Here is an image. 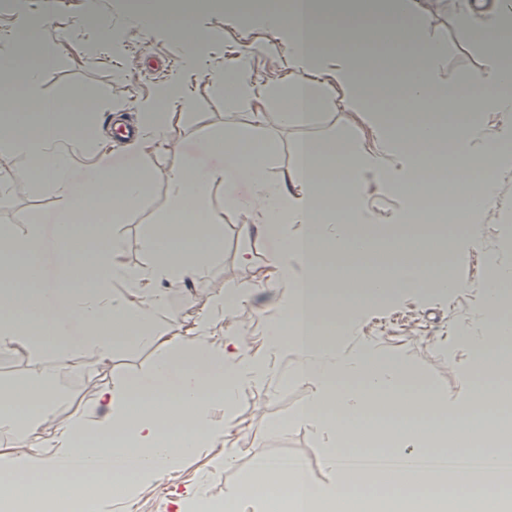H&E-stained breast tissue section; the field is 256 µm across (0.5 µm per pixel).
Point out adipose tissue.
<instances>
[{
  "label": "adipose tissue",
  "instance_id": "adipose-tissue-1",
  "mask_svg": "<svg viewBox=\"0 0 512 512\" xmlns=\"http://www.w3.org/2000/svg\"><path fill=\"white\" fill-rule=\"evenodd\" d=\"M465 9L475 19L472 34L487 66L449 84L441 77L446 44L415 39L425 24L416 0H288L283 9L272 0H235L240 19L287 45L290 76L275 87H257L250 60L258 46L248 44L224 65L219 88L226 103L273 106L283 123L305 125L324 103L327 74L342 92L343 108L368 117L374 142L355 148L342 137L298 141L297 181L289 187L267 177L269 148L251 133L235 129L208 141V148L223 152V165L202 176L184 157L168 171L171 209L150 233L151 261L139 267L122 260L116 228L146 192L139 157L167 147L192 98L182 81L161 87L128 139L135 162L112 167L95 127L39 97L41 72L57 56L53 42L40 40L38 59L24 76L26 94L12 97L0 115V140L62 203L54 218L58 260L54 279L43 280L40 231L0 233V259L22 261L16 277L0 282V349L26 341L40 363L35 375L0 390V433L23 438L51 410L53 380L74 351L102 362L134 340L156 357L146 372L100 393L105 418L75 415L46 444L0 453L1 506L11 512H26L34 501L51 506L52 490L64 487L70 474L119 484L133 495L139 484L222 442L235 421L240 389H263L272 377L271 366L251 351L245 336L211 342L225 313L244 301L241 286H225L185 335L165 336L156 327L167 290L200 282L223 247L222 238L203 234L199 224L221 218L219 195L232 172L252 186L251 225L278 241L267 258L265 285L282 291L280 317L268 322L267 343L272 350L292 349L293 377L315 384V397L297 419L327 437L322 464L335 479L316 484L302 463L290 467L262 459L229 488L223 512H240L246 501L253 512H331L337 495L360 484L359 472L345 463L349 449L359 455L379 446L407 457L460 449L499 456L498 436L512 429V414L498 404L495 370L512 356V319L497 317L495 303L501 285L512 281L511 267L488 261L472 323L455 338L470 356L460 400L446 401L417 369L376 347H346L360 318L379 300L420 289L450 297L463 289L442 245L476 246L479 227L499 201V179L512 172V67L502 61L512 52V0H467ZM328 18L333 26L323 27ZM331 42L337 52L328 51ZM390 83L402 85L405 105L417 120L399 121L380 107L373 90ZM433 112L464 121L450 127L430 120ZM444 137L453 149L439 163L430 147ZM88 148L94 160L85 169L86 182L116 187L112 202L101 209L73 190L75 157ZM421 171L429 175L422 185L416 182ZM448 171L471 220L434 234L415 223L413 206ZM372 185L403 203L381 223L367 205ZM293 224L299 232H290ZM72 319L79 331L64 335L62 325ZM185 421L190 431L182 430ZM430 481L417 469L384 474L380 491L364 496L363 512H480L473 497L451 508L415 496Z\"/></svg>",
  "mask_w": 512,
  "mask_h": 512
}]
</instances>
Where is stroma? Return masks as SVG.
<instances>
[{
	"instance_id": "obj_1",
	"label": "stroma",
	"mask_w": 512,
	"mask_h": 512,
	"mask_svg": "<svg viewBox=\"0 0 512 512\" xmlns=\"http://www.w3.org/2000/svg\"><path fill=\"white\" fill-rule=\"evenodd\" d=\"M23 13L43 17L47 22L43 35L57 45L58 60L43 71L40 96L58 101L65 112H82L86 122L98 127L115 115L138 122L140 103L151 97L155 88L180 65L185 52L184 36L191 35L208 44L207 64L192 81L191 115L180 123L169 149L146 155L141 161L148 177L146 194L139 205L126 213L119 228L126 264L139 266L151 259L147 240L153 225L170 208L166 193L169 169L184 154L193 158L202 174L220 164L221 155L202 151L201 145L226 130L244 129L259 141L269 143L267 174L285 182L294 178L292 148L300 139L348 137L366 145L371 142L370 129L343 109L341 95L330 79L324 85L325 104L307 126L281 125L272 107L266 110L261 122L256 121L249 103L227 107L217 81L224 74V59L231 51L243 49L250 41L268 43L266 52L253 57L251 76L258 86L270 87L288 77V50L262 28L226 17L223 9L172 15L167 17L163 29L150 31L141 26L124 0H28L22 10L0 0V39L12 33L17 17ZM117 33L125 39V47L118 53L112 50V39ZM418 36L446 42V80H453L464 71H481L486 64L485 54L458 8L429 9L428 23ZM25 166L22 158L0 142V184L8 189L7 197L0 199V230L40 227L44 239L40 263L44 278L49 280L56 266L50 218L58 212L60 203L40 181L22 177ZM501 183L502 196L483 225L481 244L451 252L449 256L457 275L468 283V290L450 301L425 291L395 297L385 306L372 308L348 342L352 348L368 342L385 353L404 357L432 388L450 401L463 393L461 370L468 362L466 351L455 346L453 337L470 322L477 301L476 287L482 281L486 261L493 256L512 266V243L503 240L504 219L512 217V173L503 175ZM224 194L232 203L224 208L223 222L215 226L223 236V249L210 264L201 284L169 293L161 330L168 336L184 335L208 310L217 292L226 285L239 284L247 287L249 299L225 317L217 333H245L252 347L261 352L266 347V324L279 316L267 291L260 287L267 258L278 243L245 233L253 202L247 183L227 182ZM244 251L252 256L247 266L239 261ZM154 357L153 350L139 348L131 341L121 345L110 360L95 365L89 364L83 353H74L68 369L56 377L58 398L54 410L29 433V444H44L75 414L103 416L104 411L97 403L99 391L120 378L146 371ZM315 392L313 382H285L281 378L263 391L243 389L236 420L224 435L227 447L237 451L236 461L229 469H212L206 499L223 501L227 490L260 456L300 460L313 482H331L333 476L321 461L324 436L317 427L295 419ZM211 457L206 450L185 460L178 469L141 487L133 497L112 495L102 502L101 512H173L175 500L190 491L198 471L211 468Z\"/></svg>"
}]
</instances>
